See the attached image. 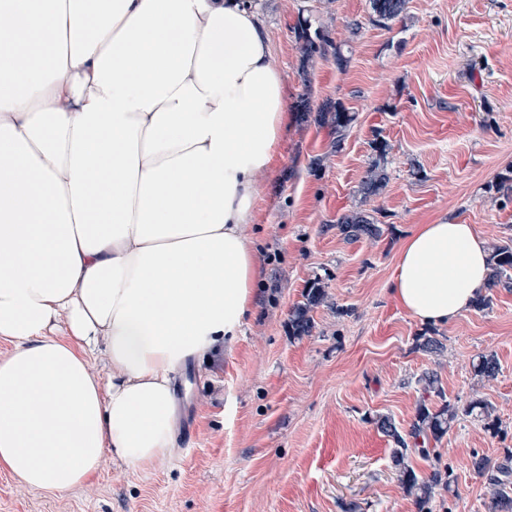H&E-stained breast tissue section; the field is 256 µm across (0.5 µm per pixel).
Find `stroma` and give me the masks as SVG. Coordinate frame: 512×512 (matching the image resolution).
Masks as SVG:
<instances>
[{
  "mask_svg": "<svg viewBox=\"0 0 512 512\" xmlns=\"http://www.w3.org/2000/svg\"><path fill=\"white\" fill-rule=\"evenodd\" d=\"M289 103L343 106L344 139L291 112L275 170L263 179L249 225L264 276L232 345L189 362L177 378L181 450L142 471L112 456L81 487L34 492L0 471V512H419L399 484L394 444L378 430L412 425L420 403L465 407L480 398L498 432L464 416L418 476L450 474L430 512H488L491 486L471 468L512 448V288L445 325L413 319L392 295L402 242L420 224L473 225L486 247L512 244V0H410L384 28L369 0H257ZM362 25L349 37L345 25ZM322 34L300 67L296 30ZM386 144L385 154L375 147ZM387 174L380 195L361 182L373 161ZM369 214L378 238L346 240L337 221ZM326 289L310 335L295 336L293 309L312 281ZM432 336L442 344L427 352ZM494 353L496 380L473 371ZM433 372L440 394L425 391Z\"/></svg>",
  "mask_w": 512,
  "mask_h": 512,
  "instance_id": "1",
  "label": "stroma"
}]
</instances>
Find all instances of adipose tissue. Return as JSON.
I'll return each mask as SVG.
<instances>
[{"label": "adipose tissue", "instance_id": "1", "mask_svg": "<svg viewBox=\"0 0 512 512\" xmlns=\"http://www.w3.org/2000/svg\"><path fill=\"white\" fill-rule=\"evenodd\" d=\"M273 53L250 0H0V471L31 490L175 456L176 377L234 341L262 276ZM489 265L473 225L422 224L391 291L444 325Z\"/></svg>", "mask_w": 512, "mask_h": 512}]
</instances>
